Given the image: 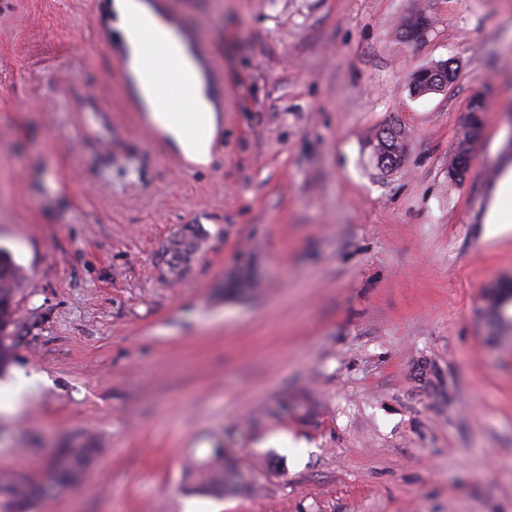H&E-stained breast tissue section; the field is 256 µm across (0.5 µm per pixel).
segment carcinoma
<instances>
[{"label":"carcinoma","mask_w":512,"mask_h":512,"mask_svg":"<svg viewBox=\"0 0 512 512\" xmlns=\"http://www.w3.org/2000/svg\"><path fill=\"white\" fill-rule=\"evenodd\" d=\"M407 146V133L398 123L388 124L377 134L373 158L376 166L386 172L397 169ZM200 233L192 224H186L159 263L166 274L177 279L188 267L191 257L199 250ZM25 280V271L12 253L0 248V373H4L15 360V351L25 330L36 324L35 316L23 319L18 308V295ZM512 292L504 291L496 300L489 301L488 313L492 320L505 322V313ZM97 448L91 440H83L70 448L54 452L47 472L63 486L77 483ZM242 471L234 461L225 457L224 449H214L211 462L203 468L197 486L208 494L224 495V490L241 481ZM43 495L41 485L32 477L18 478L0 484V512H34Z\"/></svg>","instance_id":"1"}]
</instances>
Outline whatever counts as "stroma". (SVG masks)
Segmentation results:
<instances>
[{"mask_svg": "<svg viewBox=\"0 0 512 512\" xmlns=\"http://www.w3.org/2000/svg\"><path fill=\"white\" fill-rule=\"evenodd\" d=\"M111 3L0 0V247L37 318L0 388L41 386L16 412L0 392V479L85 434L84 479L36 512H512V324L486 314L512 234L484 222L512 164V0H170L224 79L219 143L188 171L122 94ZM420 10L429 32L399 37ZM440 61L455 81L412 97ZM393 121L386 173L371 144ZM186 224L201 248L170 280ZM216 447L251 491L195 489ZM376 138L373 153L376 166L386 172L397 169L406 152V130L394 122L383 127Z\"/></svg>", "mask_w": 512, "mask_h": 512, "instance_id": "stroma-1", "label": "stroma"}]
</instances>
